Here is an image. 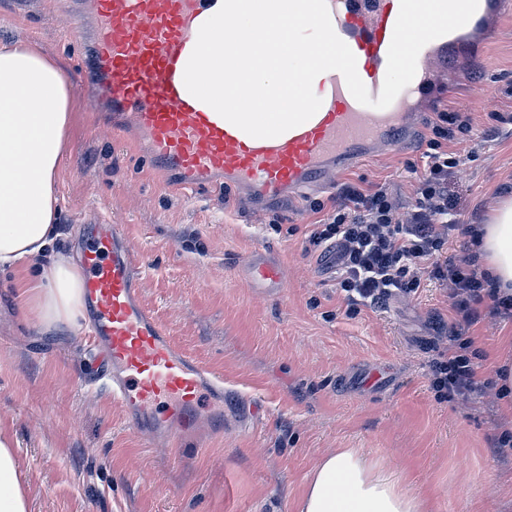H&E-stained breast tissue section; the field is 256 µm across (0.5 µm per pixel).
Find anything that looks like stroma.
I'll list each match as a JSON object with an SVG mask.
<instances>
[{
	"mask_svg": "<svg viewBox=\"0 0 512 512\" xmlns=\"http://www.w3.org/2000/svg\"><path fill=\"white\" fill-rule=\"evenodd\" d=\"M64 0H0V42L23 41L74 71ZM429 111L464 105L477 135L453 186L460 222L490 215L512 195V16L484 51L455 61ZM484 104H474L475 95ZM55 180L58 248L80 254L86 213L122 224L142 258L144 299L173 340L223 375V428L201 429L191 448H151L109 395L81 382L96 371L80 330L42 332L0 272V428L16 440L31 512H296L306 480L327 452L362 448L399 469L428 499V512H512V429L495 384L512 352V322L472 329L488 383L468 403L438 399L427 375L433 326L449 300L429 286L384 312L349 319L325 258L306 252L316 217L311 195L284 200L246 223L238 200L215 189L198 198L167 188L135 140L101 128L76 95ZM413 141L384 159L346 169L341 182L406 191L421 168ZM276 255L288 283L255 294L246 274L255 252ZM379 383H368L371 372ZM263 407L251 415L253 403Z\"/></svg>",
	"mask_w": 512,
	"mask_h": 512,
	"instance_id": "1",
	"label": "stroma"
}]
</instances>
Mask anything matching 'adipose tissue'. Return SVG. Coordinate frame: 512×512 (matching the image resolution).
<instances>
[{
	"label": "adipose tissue",
	"mask_w": 512,
	"mask_h": 512,
	"mask_svg": "<svg viewBox=\"0 0 512 512\" xmlns=\"http://www.w3.org/2000/svg\"><path fill=\"white\" fill-rule=\"evenodd\" d=\"M73 90L63 66L31 47L0 43V270L24 272L19 292L48 328L84 317L82 271L53 249L60 235L55 177L71 123ZM486 275L512 293V196L471 238ZM401 473L360 448H339L314 466L297 512H426ZM0 512H29L27 481L0 430Z\"/></svg>",
	"instance_id": "obj_1"
}]
</instances>
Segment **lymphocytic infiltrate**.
<instances>
[{"label": "lymphocytic infiltrate", "mask_w": 512, "mask_h": 512, "mask_svg": "<svg viewBox=\"0 0 512 512\" xmlns=\"http://www.w3.org/2000/svg\"><path fill=\"white\" fill-rule=\"evenodd\" d=\"M476 121L468 109L438 112L424 139L422 172L409 183L410 204L382 184L344 185L331 207L309 209L318 219L309 236L313 250L332 252L336 292L346 318L385 309L391 299L416 296L433 282L449 291L453 321L438 336L429 362L431 386L440 399L468 401L483 394L477 351L467 332L482 318L512 321V294H504L480 271L476 256L448 255L456 231L475 234L483 218L472 214L459 226L450 194L456 173L469 157Z\"/></svg>", "instance_id": "lymphocytic-infiltrate-1"}]
</instances>
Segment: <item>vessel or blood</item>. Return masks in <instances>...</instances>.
Wrapping results in <instances>:
<instances>
[{"mask_svg":"<svg viewBox=\"0 0 512 512\" xmlns=\"http://www.w3.org/2000/svg\"><path fill=\"white\" fill-rule=\"evenodd\" d=\"M214 0H76L68 34L81 59L77 87L112 132L136 133L150 167L172 173L174 187L197 193L227 186L246 196L248 219L284 195L335 186L342 170L397 152L419 124L420 107L449 54L484 45L507 15L504 0H478L462 28L428 43L417 73L394 102L359 104L343 75L326 74L322 105L303 124L274 138L252 137L196 99L184 71ZM336 34L357 60L371 99H378L400 0H327ZM81 256L90 329L86 343L101 370L95 383L128 426L157 443L190 447L202 415L224 412V379L173 342L146 305L141 260L120 224H96ZM256 293L287 286L272 254L258 251L247 268Z\"/></svg>","mask_w":512,"mask_h":512,"instance_id":"vessel-or-blood-1","label":"vessel or blood"}]
</instances>
